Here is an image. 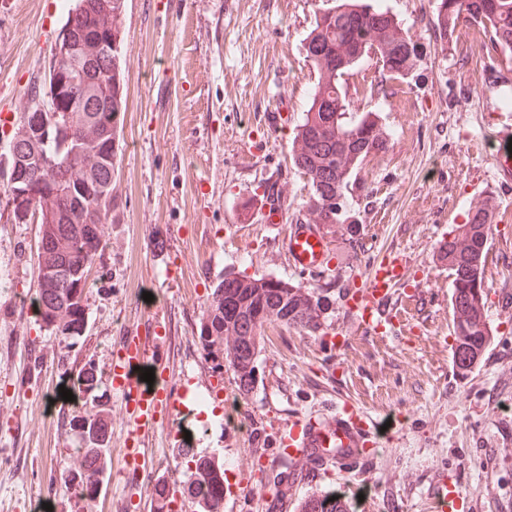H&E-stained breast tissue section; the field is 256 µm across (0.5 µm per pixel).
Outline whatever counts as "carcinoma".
I'll list each match as a JSON object with an SVG mask.
<instances>
[{"instance_id":"1","label":"carcinoma","mask_w":512,"mask_h":512,"mask_svg":"<svg viewBox=\"0 0 512 512\" xmlns=\"http://www.w3.org/2000/svg\"><path fill=\"white\" fill-rule=\"evenodd\" d=\"M362 15L359 30L351 28V16ZM438 15L447 24L465 22L481 29L482 51L493 61L512 65V0H498V9L489 13L485 0H440ZM64 29L86 44V51L94 53L96 44L108 37L118 38L117 20L112 30L102 29L98 23L96 0H77L68 13ZM347 45L358 47L361 54L346 55L347 67L333 73L328 67L330 56ZM306 57L317 72L309 106L293 143L303 146V153L291 157L295 172L308 179L312 188L309 208L322 224H336L346 220L329 205L344 195L355 164L369 155L386 148L387 139L380 132L377 112H346L347 92L336 78L343 77L376 54L382 68L400 73L407 61L423 55L420 39L403 32L389 10L365 0H339L315 14L314 24L304 45ZM106 62L89 59L79 64L83 79L93 90L99 85V75ZM404 76L391 82L382 75L381 83L372 93L385 98L398 94ZM125 111L124 85L119 54L112 55V95L96 98L94 111L77 113V126L72 135L85 140V161L81 169L65 164L66 142L52 136L42 146L39 176L77 182L87 172L97 171V183L109 185L112 178L110 143L97 141L98 126L108 123L109 117ZM484 206L472 208L461 235L448 241V264L453 276L451 306L453 332L456 336L454 356L461 368L470 366L485 348L490 336L483 316L481 297L488 222L483 218ZM112 218L108 203L93 196L87 210L72 215L70 220L41 225L37 245L38 259L52 267L54 273L38 280L32 296L35 314L46 331L75 341L87 330L86 295L88 279L76 277L72 271L84 262H93L104 248L103 225ZM327 297L301 289L273 278H249L228 274L213 287L199 323L198 339L206 356H223L232 368L237 391L249 394L257 383L256 364L261 351L265 327L271 320L267 313L276 314L278 325L302 332H313L320 327V312ZM239 337L238 344L224 345V333ZM68 425L79 443V451L87 463L82 471L86 486L93 490L99 483L101 459L109 450L107 426L95 411L83 408L69 415ZM186 468L182 473L181 491L188 492L197 512H219L221 502L217 491L224 487V465L210 458H201L188 449L182 450ZM299 512H351L348 501L334 490L314 491L300 504Z\"/></svg>"}]
</instances>
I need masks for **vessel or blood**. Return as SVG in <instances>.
Here are the masks:
<instances>
[{"mask_svg": "<svg viewBox=\"0 0 512 512\" xmlns=\"http://www.w3.org/2000/svg\"><path fill=\"white\" fill-rule=\"evenodd\" d=\"M284 208L277 194L264 195L258 213L262 224H284ZM281 248L289 265L300 271L322 269L327 251L326 239L319 224L299 219L284 224ZM405 262L399 251H383L353 292L354 312L362 330L386 340L394 326V295L401 285ZM125 355L113 365L112 386L132 406L133 429L127 439L132 446L129 456H138L140 434L149 430L156 415L173 414L178 400L164 376L162 346L152 336H129L124 340ZM152 369L153 382H145L143 370ZM278 445L285 457L305 465L317 466L332 459L340 465L362 464L369 446H380L381 439L370 417L353 405L343 402L329 415L303 416L280 430ZM465 495L454 482L441 480L430 502V512H462Z\"/></svg>", "mask_w": 512, "mask_h": 512, "instance_id": "vessel-or-blood-1", "label": "vessel or blood"}]
</instances>
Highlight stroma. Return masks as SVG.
<instances>
[{"label": "stroma", "instance_id": "obj_1", "mask_svg": "<svg viewBox=\"0 0 512 512\" xmlns=\"http://www.w3.org/2000/svg\"><path fill=\"white\" fill-rule=\"evenodd\" d=\"M425 48L396 97L370 95L380 67L346 77L350 111L377 110L384 151L352 171L347 219L324 225L327 273L292 269L278 240L283 224L252 223L248 211L268 171L286 182L285 218L302 217L311 190L292 169V139L316 74L303 45L322 0H124L120 66L126 109L112 189L119 206L105 224L87 298L88 329L74 346L49 334L30 306L37 284L35 224L0 222V512H84L67 481L76 439L58 415L61 385L92 365L94 409L110 450L102 460L106 512H162L137 488L126 463L125 405L112 390V365L126 336H160L165 374L188 390L186 408L158 417L140 445L148 465L177 484L185 468L175 431L196 453L223 462L234 496L221 512H296L315 490L355 496L356 512H428L441 475L469 503L512 512V220L487 241L483 301L490 341L474 365L453 360L451 277L443 248L473 204L512 210L500 186L495 136L512 109L490 81L493 64L477 29L441 37L438 0H379ZM76 0H11L0 11V146L33 102L48 104L49 68ZM281 110L282 124L269 123ZM406 259L404 291L423 290L400 338L362 332L346 307L349 286L385 249ZM277 276L327 294L312 333L269 324L258 382L244 396L249 427H228L220 408L234 390L230 367L216 368L197 331L207 297L227 273ZM152 301H144V294ZM345 338L330 349V336ZM363 407L389 442L362 467L329 463L325 474L279 494L275 477L293 471L276 431L289 420L327 413L339 400ZM251 453L255 468L236 467ZM500 463L486 475L481 460Z\"/></svg>", "mask_w": 512, "mask_h": 512}]
</instances>
